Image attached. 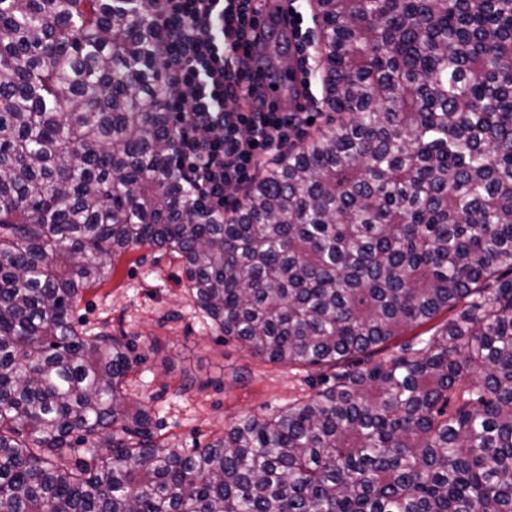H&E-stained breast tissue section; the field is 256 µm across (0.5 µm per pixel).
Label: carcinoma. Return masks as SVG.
<instances>
[{"mask_svg": "<svg viewBox=\"0 0 512 512\" xmlns=\"http://www.w3.org/2000/svg\"><path fill=\"white\" fill-rule=\"evenodd\" d=\"M314 5L338 119L221 221L175 164L159 0H0V512H512V0ZM141 247L333 384L160 441L135 344L73 319ZM460 309H461V306H458L455 309V311H453V312H443L437 318H435L433 321L427 323L426 325L416 328L413 331L406 333L404 336L397 337L396 339H394L393 341L388 343L387 349L385 350L384 353L389 354L391 352H396L398 350V346L403 345L409 341L415 342V339H413V338L416 334H422V336H428L429 334H431L433 332V330L430 331L429 333H425V332H427L430 328H432L434 326H438V327L441 326V324H443L449 316H453V314H455L456 311L458 312Z\"/></svg>", "mask_w": 512, "mask_h": 512, "instance_id": "cac0c4a2", "label": "carcinoma"}]
</instances>
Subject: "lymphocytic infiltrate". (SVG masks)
Here are the masks:
<instances>
[{
	"label": "lymphocytic infiltrate",
	"instance_id": "lymphocytic-infiltrate-1",
	"mask_svg": "<svg viewBox=\"0 0 512 512\" xmlns=\"http://www.w3.org/2000/svg\"><path fill=\"white\" fill-rule=\"evenodd\" d=\"M161 30H175L163 45L164 97L178 133L177 153L199 199L213 215L231 212L227 187L284 156L305 122L298 112L267 106L263 87L244 82L254 36V0H161Z\"/></svg>",
	"mask_w": 512,
	"mask_h": 512
}]
</instances>
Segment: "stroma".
Masks as SVG:
<instances>
[{"instance_id": "35a3bbf8", "label": "stroma", "mask_w": 512, "mask_h": 512, "mask_svg": "<svg viewBox=\"0 0 512 512\" xmlns=\"http://www.w3.org/2000/svg\"><path fill=\"white\" fill-rule=\"evenodd\" d=\"M90 332L127 336L144 361L132 402L149 406L171 447L202 446L246 415H268L329 385V372L274 365L206 326L181 280L179 259L142 247L115 257L111 277L74 309Z\"/></svg>"}]
</instances>
